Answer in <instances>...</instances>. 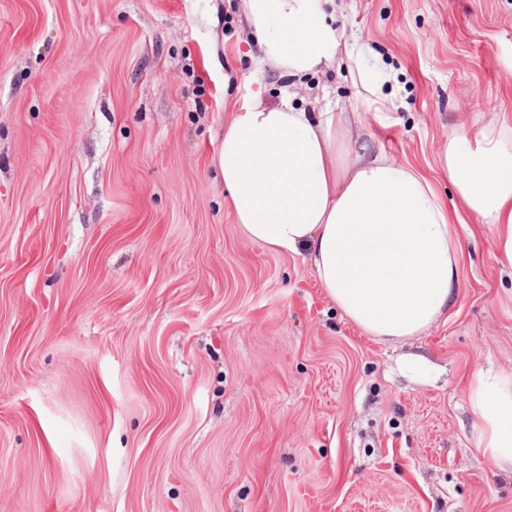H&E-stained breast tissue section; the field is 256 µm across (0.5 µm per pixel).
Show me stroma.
<instances>
[{"label": "stroma", "mask_w": 512, "mask_h": 512, "mask_svg": "<svg viewBox=\"0 0 512 512\" xmlns=\"http://www.w3.org/2000/svg\"><path fill=\"white\" fill-rule=\"evenodd\" d=\"M391 71L256 73L238 0H0V512H512L471 378L512 376V267L474 216L447 313L366 335L251 241L217 157L234 102L328 93L430 173L512 116V0H343ZM430 371H405L408 355Z\"/></svg>", "instance_id": "1"}]
</instances>
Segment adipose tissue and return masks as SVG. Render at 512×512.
Wrapping results in <instances>:
<instances>
[{
  "label": "adipose tissue",
  "mask_w": 512,
  "mask_h": 512,
  "mask_svg": "<svg viewBox=\"0 0 512 512\" xmlns=\"http://www.w3.org/2000/svg\"><path fill=\"white\" fill-rule=\"evenodd\" d=\"M336 0H240L257 48V69L316 75L347 59L385 115L391 76L331 22ZM227 204L247 237L280 253H307L343 315L380 339L419 335L445 314L459 286L462 249L453 216L473 213L494 228L500 258L512 265V121L488 120L476 137L460 132L440 153L455 185L447 207L430 180L374 150L355 113L325 102L320 111L243 98L224 126L218 159ZM469 402L479 419L477 449L512 468V377L478 372Z\"/></svg>",
  "instance_id": "1"
}]
</instances>
